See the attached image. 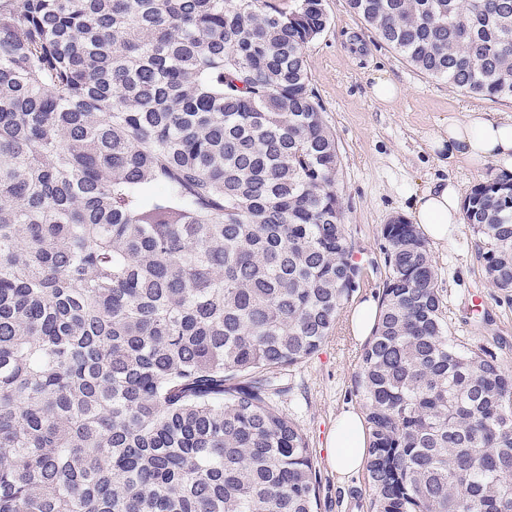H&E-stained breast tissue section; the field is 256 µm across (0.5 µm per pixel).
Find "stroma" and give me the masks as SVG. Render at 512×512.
Instances as JSON below:
<instances>
[{
	"mask_svg": "<svg viewBox=\"0 0 512 512\" xmlns=\"http://www.w3.org/2000/svg\"><path fill=\"white\" fill-rule=\"evenodd\" d=\"M328 29L305 48L308 70L324 117L339 147L341 167L336 191L342 203L353 259L362 277L353 302L380 298L387 269L383 224L407 216L413 193L453 177L470 194L495 164L475 169L431 154L428 142L438 124L470 108L490 116L512 110L511 98L488 99L449 88L403 60L355 15L348 0H323ZM386 74L402 84L404 97L391 105L370 95L375 76ZM447 306L448 327L457 343L481 348L512 368V292L494 288L468 224L448 244L431 247ZM363 341L352 335L345 317L320 350L283 370L284 388L276 401L306 435L319 482V512H370L364 471L337 474L329 463L330 441L338 414L362 409L355 385Z\"/></svg>",
	"mask_w": 512,
	"mask_h": 512,
	"instance_id": "35a3bbf8",
	"label": "stroma"
}]
</instances>
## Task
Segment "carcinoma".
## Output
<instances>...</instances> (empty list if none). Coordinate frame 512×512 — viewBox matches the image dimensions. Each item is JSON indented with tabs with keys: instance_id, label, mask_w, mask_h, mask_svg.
Listing matches in <instances>:
<instances>
[{
	"instance_id": "cac0c4a2",
	"label": "carcinoma",
	"mask_w": 512,
	"mask_h": 512,
	"mask_svg": "<svg viewBox=\"0 0 512 512\" xmlns=\"http://www.w3.org/2000/svg\"><path fill=\"white\" fill-rule=\"evenodd\" d=\"M418 71L512 98V0H348ZM323 0H0V512H318L278 374L360 270L304 47ZM464 221L512 291V176ZM358 386L372 512H512V370L448 335L413 224Z\"/></svg>"
}]
</instances>
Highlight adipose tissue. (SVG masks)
<instances>
[{"instance_id": "1", "label": "adipose tissue", "mask_w": 512, "mask_h": 512, "mask_svg": "<svg viewBox=\"0 0 512 512\" xmlns=\"http://www.w3.org/2000/svg\"><path fill=\"white\" fill-rule=\"evenodd\" d=\"M432 150H447L449 158L473 166L494 163L512 166V114L499 118L469 109L449 117L430 140ZM462 194L451 178L440 179L415 194L410 220L434 245L446 244L462 222ZM330 462L337 472L360 468L369 445V431L359 412L348 411L336 419Z\"/></svg>"}]
</instances>
